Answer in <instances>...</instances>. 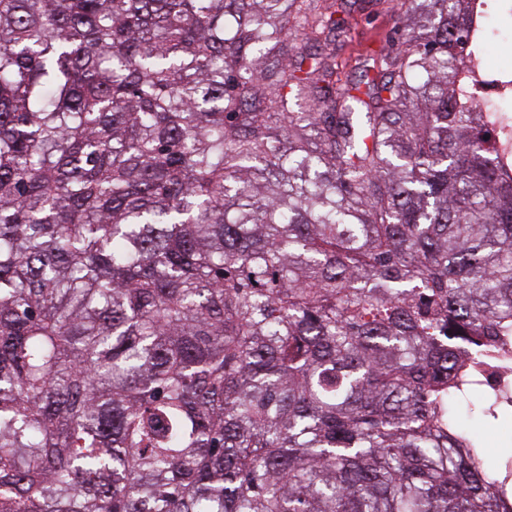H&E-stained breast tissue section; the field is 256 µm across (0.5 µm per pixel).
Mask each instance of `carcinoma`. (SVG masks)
Masks as SVG:
<instances>
[{
    "label": "carcinoma",
    "instance_id": "carcinoma-1",
    "mask_svg": "<svg viewBox=\"0 0 512 512\" xmlns=\"http://www.w3.org/2000/svg\"><path fill=\"white\" fill-rule=\"evenodd\" d=\"M0 0V512H512L486 0ZM371 0H351L355 10L350 16L352 27L336 38V48L344 56L357 55L367 48L377 49L386 45L391 37L394 21L390 14ZM342 49V50H339ZM481 391L475 390L471 396V404L475 406L467 405H456L453 409V413L456 419L461 423L465 424L472 431L483 435L486 443V454L490 459H496L502 454L503 448L512 449V437L504 439L500 437V432L503 428H511V419L503 424L496 430H489L482 418L478 414L477 405L481 401Z\"/></svg>",
    "mask_w": 512,
    "mask_h": 512
}]
</instances>
